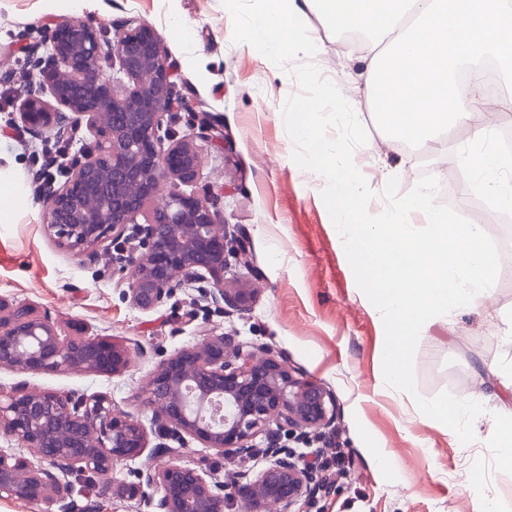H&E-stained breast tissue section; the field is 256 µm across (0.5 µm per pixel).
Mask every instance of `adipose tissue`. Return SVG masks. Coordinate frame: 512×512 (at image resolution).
<instances>
[{
  "label": "adipose tissue",
  "instance_id": "1",
  "mask_svg": "<svg viewBox=\"0 0 512 512\" xmlns=\"http://www.w3.org/2000/svg\"><path fill=\"white\" fill-rule=\"evenodd\" d=\"M241 20L224 17V35L248 32V47L272 56L310 55L321 48L308 34L309 14L325 31L360 32L369 41L364 81L372 110L393 141L436 139L451 127H468L472 139L458 153L476 188L512 208V185L503 172L512 158L491 145L494 120L512 97L489 100L479 86L460 82L467 61L486 57L512 69V0H264Z\"/></svg>",
  "mask_w": 512,
  "mask_h": 512
}]
</instances>
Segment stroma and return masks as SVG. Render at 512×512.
I'll return each instance as SVG.
<instances>
[{"instance_id": "stroma-1", "label": "stroma", "mask_w": 512, "mask_h": 512, "mask_svg": "<svg viewBox=\"0 0 512 512\" xmlns=\"http://www.w3.org/2000/svg\"><path fill=\"white\" fill-rule=\"evenodd\" d=\"M226 0H98L94 10L67 0H0V295L49 312L62 328L78 324L91 334L132 349L119 375L17 373L0 369V386L19 383L59 393H103L113 407L151 426L144 386L160 360L199 343L197 325L237 337L244 348L272 347L304 377L329 389L336 418L296 452H335L327 474L333 493L310 500L306 512H483L493 501L512 512V463L503 460L491 425L512 420V287L495 285L480 306H464L421 333L414 358L416 394L389 387L383 376L385 332L379 310L358 288L342 238L322 199L325 179L292 159L294 143L281 119L297 86L285 69L243 38L224 36ZM151 24L175 66L179 95L208 112L212 128L197 139L201 155L193 192L206 193L231 233L246 240L253 266L226 270L249 277L259 291L250 308L203 306L187 322L196 286L179 288L163 306L142 311L126 297L128 273L111 256L92 260L58 249L45 227L36 177L55 142L31 136L16 114V98L37 81L25 49L60 23L78 20L103 29L127 17ZM361 52L325 42L314 58L336 83L365 127L368 139L354 161L381 213L391 177L407 192L430 174L445 202L474 219L472 177L428 144L391 146L359 78ZM449 391L481 399V434L462 445L447 426L424 415L416 397ZM179 462L208 461L215 480L230 486L243 471L259 470L261 456L224 460L192 442ZM130 465L110 481L73 495V512H141Z\"/></svg>"}]
</instances>
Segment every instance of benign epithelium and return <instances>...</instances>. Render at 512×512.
<instances>
[{
	"label": "benign epithelium",
	"instance_id": "7a95c632",
	"mask_svg": "<svg viewBox=\"0 0 512 512\" xmlns=\"http://www.w3.org/2000/svg\"><path fill=\"white\" fill-rule=\"evenodd\" d=\"M26 64L37 83L23 88L16 109L35 137L84 143L60 177L45 178L46 230L74 256L115 251L125 263L127 298L142 311L164 305L176 291L201 285L218 307H250L255 285L224 280L230 261L250 269V248L220 221L209 199L180 186L195 184L200 155L195 139L207 134L205 114L191 112L194 134L174 129L179 120L172 67L153 27L137 17L113 27V37L81 21L48 33L32 46ZM199 344L159 362L146 382L154 433L183 446L194 440L227 458L260 455L265 466L237 485L248 512H303L307 499L332 487L331 478L281 446V438H310L336 414L332 394L263 347L243 350L235 336L202 325ZM130 351L80 326L61 329L32 304L0 296V368L50 374L80 370L114 375ZM266 433L263 448L253 444ZM0 435L13 438L43 462L35 467L0 452V499L57 506L71 512L75 481L107 480L114 468L141 458L149 435L133 416L112 407L103 393L0 389ZM158 498L153 512H226L231 500L210 470L172 463L138 471Z\"/></svg>",
	"mask_w": 512,
	"mask_h": 512
}]
</instances>
